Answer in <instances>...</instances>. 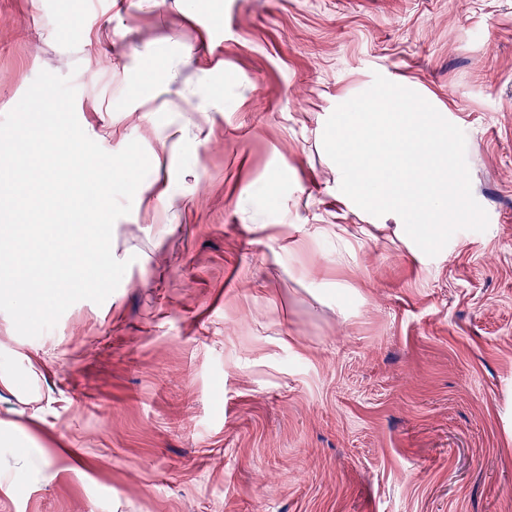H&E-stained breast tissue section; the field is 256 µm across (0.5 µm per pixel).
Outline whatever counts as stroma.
I'll return each instance as SVG.
<instances>
[{
  "instance_id": "stroma-1",
  "label": "stroma",
  "mask_w": 512,
  "mask_h": 512,
  "mask_svg": "<svg viewBox=\"0 0 512 512\" xmlns=\"http://www.w3.org/2000/svg\"><path fill=\"white\" fill-rule=\"evenodd\" d=\"M181 51L144 116V57ZM43 70L151 170L103 304L35 338L0 312V512H512V0H0V116ZM378 73L466 137L488 228L433 257L323 150Z\"/></svg>"
}]
</instances>
